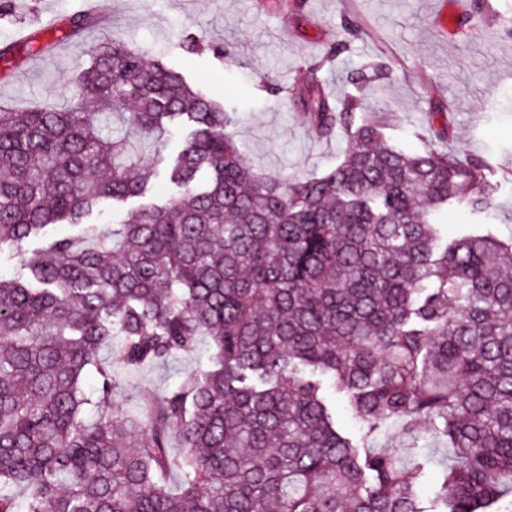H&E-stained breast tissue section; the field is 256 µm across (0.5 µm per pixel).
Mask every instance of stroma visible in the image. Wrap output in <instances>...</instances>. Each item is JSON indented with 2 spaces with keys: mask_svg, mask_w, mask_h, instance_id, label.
Returning <instances> with one entry per match:
<instances>
[{
  "mask_svg": "<svg viewBox=\"0 0 512 512\" xmlns=\"http://www.w3.org/2000/svg\"><path fill=\"white\" fill-rule=\"evenodd\" d=\"M436 0H98L107 16L82 37L66 21L84 0H20L0 14V103L17 111L71 104L77 75L96 43L116 40L180 70L233 114L230 130L254 175L294 180L325 174L346 151L347 135L316 138L291 88L311 64L332 98L352 77L375 73L367 113H386L408 150L442 132V150L494 170L501 186L490 215L456 208L448 234L487 227L512 241V0H469L470 18L434 36ZM202 47L189 49V37ZM341 45L336 58L328 50ZM229 56H222V49ZM278 89H259L260 77ZM205 345L164 363L121 373L116 405L137 412L145 397L175 387L183 373L206 368Z\"/></svg>",
  "mask_w": 512,
  "mask_h": 512,
  "instance_id": "stroma-1",
  "label": "stroma"
}]
</instances>
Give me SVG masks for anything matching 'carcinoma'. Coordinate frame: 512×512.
Wrapping results in <instances>:
<instances>
[{"label": "carcinoma", "mask_w": 512, "mask_h": 512, "mask_svg": "<svg viewBox=\"0 0 512 512\" xmlns=\"http://www.w3.org/2000/svg\"><path fill=\"white\" fill-rule=\"evenodd\" d=\"M78 84L77 106L0 105V251L43 242L0 278V512H512V242L441 241L448 206L493 209L482 163L410 151L356 119L361 93L337 105L313 80L306 118L349 143L280 182L247 173L231 113L166 63L103 42ZM146 159L175 195L91 223L147 198ZM203 336L209 368L115 414L119 370ZM391 422L401 447L376 446ZM435 441L429 511L403 457ZM331 401H335L333 406L336 409V421L339 427L350 435H357L359 433L360 424L354 418L353 414L349 411L346 401L337 395H331Z\"/></svg>", "instance_id": "cac0c4a2"}]
</instances>
